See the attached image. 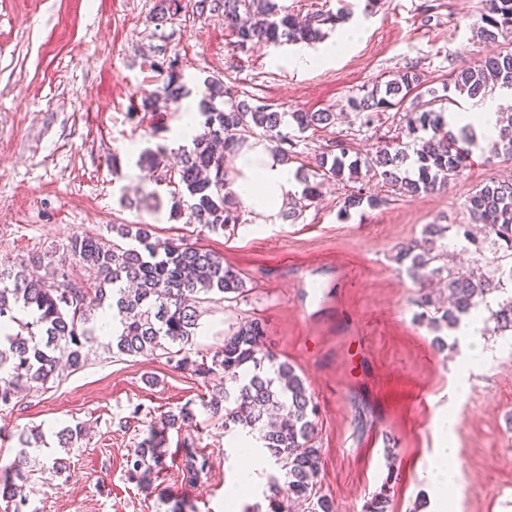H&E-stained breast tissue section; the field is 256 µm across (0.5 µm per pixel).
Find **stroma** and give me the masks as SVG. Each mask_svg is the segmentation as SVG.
Listing matches in <instances>:
<instances>
[{"mask_svg":"<svg viewBox=\"0 0 512 512\" xmlns=\"http://www.w3.org/2000/svg\"><path fill=\"white\" fill-rule=\"evenodd\" d=\"M160 2L0 0V264L62 252L76 233L112 240L116 225L144 222L159 239L215 251L246 290L203 314L191 356L211 361L229 326L261 319L262 351L293 365L314 397L319 484L334 512H363L385 484L388 512H433L425 473L439 421L451 412L463 472L451 512H512V334L497 332L492 318L512 296V281L471 316L486 351L473 364L464 336L434 332L421 318L419 290L395 260L399 245L421 242L426 225L467 223V197L490 178H512V159L475 146L471 166L449 175L447 190L416 198L366 173L354 184L329 181L295 223L258 224L245 211L219 232L194 224L189 207L172 215L168 187L149 183L137 165L144 149H178L180 113L142 108L167 78L155 66L158 45L177 60L188 97L201 99L205 79L219 75L253 105L335 113V126L308 131L296 148L291 165L308 173L328 140L345 139L365 157L378 135L403 126L405 111L442 91L456 70L504 50L507 40L491 44L476 35L484 0H283L301 17L321 8L343 12L337 32L362 30L332 65L305 71L279 58L307 44L240 50L223 14L197 13L194 0H182L183 9L158 27L150 18ZM410 67L422 85L405 111L361 126L349 98ZM354 185L382 196L383 205L340 215ZM152 191L160 199L153 209L142 202ZM461 376L469 383L462 394L455 388ZM224 382L220 369L201 379L155 354L118 355L95 344L84 367L64 370L47 391L22 394L18 406L0 410V465L17 456L19 434L36 429L42 441L31 456L66 459L72 478L59 487L49 474L32 475L30 512H165V499L182 497L195 512H245L261 501L276 467L244 454L238 437L211 418L206 403ZM185 405L195 413L192 433L210 457L212 477L194 488L182 483L183 435L172 430L157 491L144 494L125 466L143 434L118 420L136 409L150 422ZM78 422L87 437L76 448L60 447L58 431ZM247 466L253 479L243 488Z\"/></svg>","mask_w":512,"mask_h":512,"instance_id":"35a3bbf8","label":"stroma"}]
</instances>
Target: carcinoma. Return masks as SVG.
<instances>
[{
	"label": "carcinoma",
	"mask_w": 512,
	"mask_h": 512,
	"mask_svg": "<svg viewBox=\"0 0 512 512\" xmlns=\"http://www.w3.org/2000/svg\"><path fill=\"white\" fill-rule=\"evenodd\" d=\"M180 0H161L152 16L156 26L176 15ZM203 12L223 10L224 26L231 30L236 44L278 45L288 42H313L324 36L322 27L335 26L340 16L316 10L306 19L289 12L280 0H198ZM480 37L488 42L512 35V0H486L481 15ZM167 69V79L159 95L143 100V110L157 112L170 104L180 105L185 97L182 74L175 62H159ZM421 84V76L410 67L396 78L348 100L349 108L369 127L374 114L394 109L407 94ZM206 94L199 104L200 130L191 135L188 145L179 147L175 166L164 164L167 147L147 148L138 164L148 181L172 188V197L187 194L192 200L194 223L217 232L240 220L237 196L228 187L227 156L235 154L249 138L262 133L280 161L293 159L295 134L324 129L336 120L334 112H280L269 105L252 106L237 99L224 80L212 76L205 80ZM499 86L512 91V50L487 56L477 64L457 71L453 88L471 99H484ZM432 98L417 119L407 125L408 137L383 135L375 152L364 159H349L342 140H334L315 158L314 180L304 183L302 199L315 202L325 180L355 181L361 167L374 172L384 185L397 186L410 198L435 193L444 188L448 172L471 165V146L476 138L470 126L455 131L448 124L443 103L452 101L446 94L431 91ZM497 140L503 153L512 158V114L499 124ZM416 167L414 177L403 174L407 161ZM384 200L359 188L344 198L341 214L363 205L378 206ZM470 223L485 230L484 243L495 253L485 269H445L434 262L440 259L437 240L451 226L429 224L425 227L426 247L399 248L395 259L408 263V272L419 288L448 272V307H435L428 318L436 331L459 328L462 318L478 306V300L499 291L500 261L512 259V180L490 179L465 202ZM117 234L131 239L123 246L101 238L73 235L66 247L67 259L93 271L95 282L86 286L56 268L53 261L38 256L19 265L0 269V408L13 405L23 390L39 391L59 376L61 367L73 370L85 365L84 349L98 341L97 324L108 313L116 328L107 347L117 353L137 356L145 351H162L174 367L207 377L219 368L232 387L213 395L207 402L212 417L224 422V431L239 432L261 443L262 451L273 459L277 473L268 476L263 498L266 507L255 505L247 512H334L333 502L321 493L318 476L321 450L315 444V407L311 394L295 368L260 349L263 323L246 319L224 333V346L211 363L190 356L204 313L202 304L212 301L210 294H243L245 283L224 257L194 244L161 241L153 238L152 225L130 224ZM46 266L47 275L39 274ZM500 332H512V297L492 315ZM193 410L185 406L177 414H166L148 425V436L126 456L129 479L150 495L154 486L145 479L152 469L166 468V436L170 429L193 424ZM85 436L80 424L63 427L58 433L62 448H73ZM22 450L7 466H0V502L3 512H26L28 500L20 489L31 476L28 436L21 433ZM180 476L190 487L210 478L211 465L196 439L182 441ZM288 487V500L280 499L282 486Z\"/></svg>",
	"instance_id": "cac0c4a2"
}]
</instances>
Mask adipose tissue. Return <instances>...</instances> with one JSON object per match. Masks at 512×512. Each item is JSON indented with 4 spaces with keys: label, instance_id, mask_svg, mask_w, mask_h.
I'll list each match as a JSON object with an SVG mask.
<instances>
[{
    "label": "adipose tissue",
    "instance_id": "adipose-tissue-1",
    "mask_svg": "<svg viewBox=\"0 0 512 512\" xmlns=\"http://www.w3.org/2000/svg\"><path fill=\"white\" fill-rule=\"evenodd\" d=\"M230 179L242 205L262 224L276 223L281 207L300 191L294 171L257 141L238 151ZM455 426V415L443 419L441 446L435 449L427 471L436 502L435 512H448V493L459 480L456 450L451 444Z\"/></svg>",
    "mask_w": 512,
    "mask_h": 512
}]
</instances>
